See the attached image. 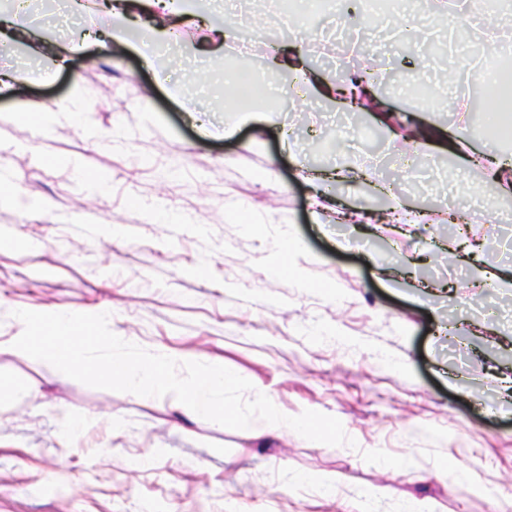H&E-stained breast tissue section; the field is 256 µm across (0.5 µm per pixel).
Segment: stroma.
<instances>
[{
	"mask_svg": "<svg viewBox=\"0 0 512 512\" xmlns=\"http://www.w3.org/2000/svg\"><path fill=\"white\" fill-rule=\"evenodd\" d=\"M52 2L17 12L0 0V33L22 48L0 44V72L13 77L0 91V178L17 190L0 205V235L20 241L0 251V380L14 387L0 400V512H512V320L487 314L512 310V292L493 285L512 275V223L498 219V186L472 181L493 148L482 135L492 99L473 73L440 94V59L396 27L300 13L317 83L371 52L382 71L434 89H392L374 111L345 112L269 70L296 34L284 0H237L230 41L225 25L185 12L187 56L162 44L159 18L126 47L70 52L112 16L98 0H64L75 22L62 34ZM150 54L170 62L148 65ZM246 62L282 95L247 109L244 90L225 99V69ZM382 112L430 126V143L371 147ZM344 161L354 173L334 183L337 203L394 195L395 215L339 224L317 211L313 175ZM462 210L469 223H448ZM283 237L296 248L274 278ZM60 307L110 313L116 335L149 351L224 364L288 414L338 418L356 445L230 429L164 396L58 379L11 338L14 310ZM327 473L340 478L329 495L309 484ZM371 487L383 494L367 505Z\"/></svg>",
	"mask_w": 512,
	"mask_h": 512,
	"instance_id": "1",
	"label": "stroma"
}]
</instances>
